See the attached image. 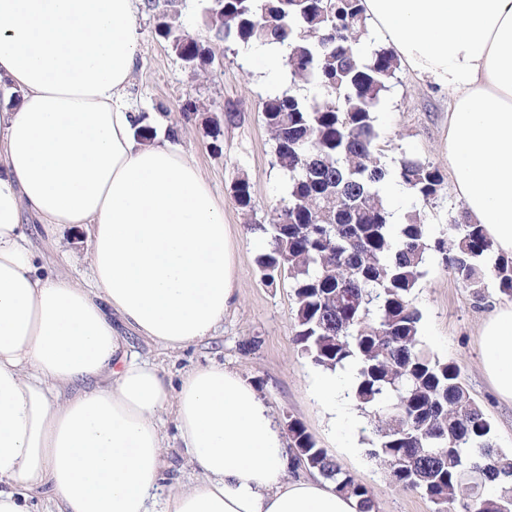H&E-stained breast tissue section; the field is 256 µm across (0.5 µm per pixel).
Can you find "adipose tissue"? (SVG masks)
<instances>
[{
	"mask_svg": "<svg viewBox=\"0 0 512 512\" xmlns=\"http://www.w3.org/2000/svg\"><path fill=\"white\" fill-rule=\"evenodd\" d=\"M140 0H0V512H154L174 415L200 473L163 512H357L321 478L290 479L281 432L237 372L211 364L171 385L112 326L180 349L235 301L236 244L209 183L165 134L135 135L127 90ZM422 81L453 92L446 148L462 208L512 256V0H362ZM46 244L91 238L90 281L38 274L21 224ZM485 373L512 402V305L483 322Z\"/></svg>",
	"mask_w": 512,
	"mask_h": 512,
	"instance_id": "1",
	"label": "adipose tissue"
}]
</instances>
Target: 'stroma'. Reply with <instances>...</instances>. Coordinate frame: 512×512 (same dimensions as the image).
I'll return each mask as SVG.
<instances>
[{
    "mask_svg": "<svg viewBox=\"0 0 512 512\" xmlns=\"http://www.w3.org/2000/svg\"><path fill=\"white\" fill-rule=\"evenodd\" d=\"M162 11H144L138 18L139 53L129 88L135 111L147 125L172 129L169 144L201 170L224 210L237 242L236 258L244 274L237 284V297L224 313V322L207 340L179 351H170L120 327L139 360L162 367L171 380L193 367L216 363L237 371L252 383L268 405L278 427L299 421L342 470L364 483L376 503V512H431V505L414 492L394 485L383 466L367 454L370 419L353 400H345L346 415L335 428H328L327 415L314 398L313 363L295 343V311L288 284L270 288L258 273L256 260L267 246V238L248 232L251 222L263 221L267 210L286 194L288 180L273 164V141L261 119L266 95L288 89L287 79H270L253 67L244 47L225 49L209 33L195 0H190L179 19L186 33L210 48L215 58L206 70L196 71L172 51L163 35ZM196 103L197 112L185 111ZM449 91H439L421 81L407 67H399L384 93L377 114L378 147L386 163L408 153L432 162L446 179L432 204L422 205L407 192L384 195L383 200L401 223L412 211L423 212L430 237L449 233V220L461 207L445 148L448 130ZM238 114L225 126L220 141L210 136V118L225 109ZM251 185L255 210L242 212L234 200L236 178ZM24 228L43 272L82 281L90 263V240L85 228L72 226L59 233L57 248L45 247L42 229L33 217H25ZM504 296L492 295L476 304L468 291L437 259H429L413 295L422 312L421 342L443 358H452L461 369L463 382L495 427L499 447L512 448V403L501 401L483 370L479 331L495 306L507 304ZM160 428L170 445L166 474L176 488L189 487L198 471L180 446L174 417L162 415ZM357 455H347L348 447Z\"/></svg>",
    "mask_w": 512,
    "mask_h": 512,
    "instance_id": "stroma-1",
    "label": "stroma"
}]
</instances>
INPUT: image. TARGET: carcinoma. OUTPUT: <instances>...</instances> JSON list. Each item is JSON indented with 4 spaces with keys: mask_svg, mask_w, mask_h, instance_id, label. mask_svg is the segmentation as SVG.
I'll list each match as a JSON object with an SVG mask.
<instances>
[{
    "mask_svg": "<svg viewBox=\"0 0 512 512\" xmlns=\"http://www.w3.org/2000/svg\"><path fill=\"white\" fill-rule=\"evenodd\" d=\"M188 0H144L163 8L172 50L203 70L211 63L176 24ZM224 44H276L290 82L320 90L315 98L288 91L262 102L274 143V164L288 176L287 195L269 224L257 260L267 286L289 283L296 305L295 342L325 369L355 368L347 392L373 417L368 455L393 484L433 505L432 512H512V452L496 443L489 418L471 397L457 364L422 347L421 311L413 295L432 254L478 304L493 286L512 298V257L496 252L483 227L463 211L450 220L451 240L430 239L417 212L392 233L383 184L398 179L418 201L438 196L444 177L432 163L401 155L387 167L377 149L376 112L399 61L369 34L361 0H199ZM336 30V40L323 36ZM238 208L254 211L249 181L234 184ZM289 447L301 464L354 498L358 512H376L368 487L345 473L296 421ZM498 489L488 498L485 488Z\"/></svg>",
    "mask_w": 512,
    "mask_h": 512,
    "instance_id": "cac0c4a2",
    "label": "carcinoma"
}]
</instances>
